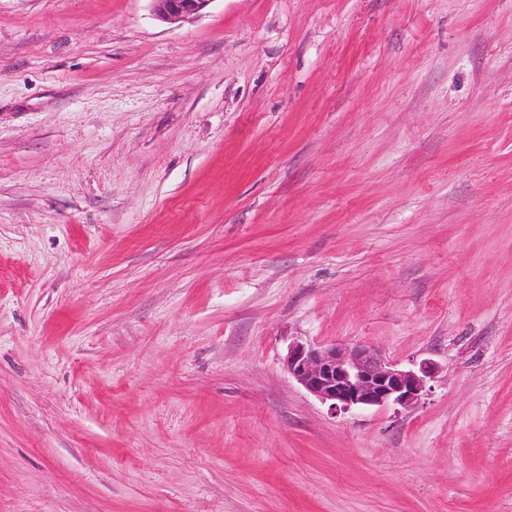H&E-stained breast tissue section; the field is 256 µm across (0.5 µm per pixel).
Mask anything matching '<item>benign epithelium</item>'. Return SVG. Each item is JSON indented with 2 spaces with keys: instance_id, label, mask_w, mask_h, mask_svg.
Returning a JSON list of instances; mask_svg holds the SVG:
<instances>
[{
  "instance_id": "1",
  "label": "benign epithelium",
  "mask_w": 512,
  "mask_h": 512,
  "mask_svg": "<svg viewBox=\"0 0 512 512\" xmlns=\"http://www.w3.org/2000/svg\"><path fill=\"white\" fill-rule=\"evenodd\" d=\"M154 14L176 21L202 11L211 0H151ZM288 374L309 394L333 410L412 408L421 399L438 366L423 360L402 368L369 345L294 342L284 357Z\"/></svg>"
}]
</instances>
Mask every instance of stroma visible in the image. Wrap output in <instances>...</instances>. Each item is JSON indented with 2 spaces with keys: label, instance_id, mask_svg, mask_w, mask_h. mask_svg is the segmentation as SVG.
Wrapping results in <instances>:
<instances>
[{
  "label": "stroma",
  "instance_id": "1",
  "mask_svg": "<svg viewBox=\"0 0 512 512\" xmlns=\"http://www.w3.org/2000/svg\"><path fill=\"white\" fill-rule=\"evenodd\" d=\"M0 512H512V0H0ZM154 14L162 20L176 21L198 14L212 0H150ZM288 374L332 410L412 408L421 399L438 366L421 361L402 368L369 345L294 342L284 357Z\"/></svg>",
  "mask_w": 512,
  "mask_h": 512
}]
</instances>
